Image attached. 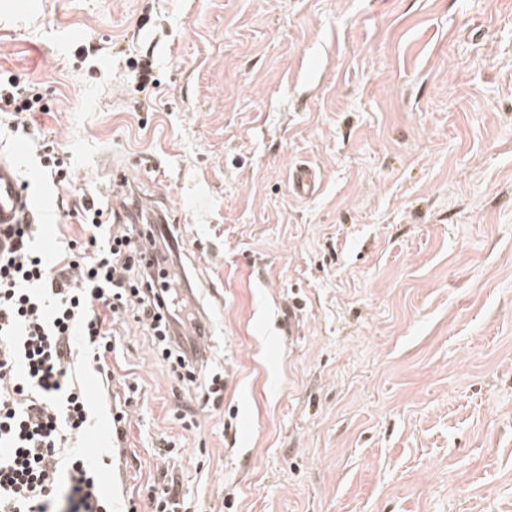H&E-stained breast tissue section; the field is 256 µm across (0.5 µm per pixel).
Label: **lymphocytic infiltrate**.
I'll return each instance as SVG.
<instances>
[{
    "mask_svg": "<svg viewBox=\"0 0 512 512\" xmlns=\"http://www.w3.org/2000/svg\"><path fill=\"white\" fill-rule=\"evenodd\" d=\"M65 216L80 231L52 261L37 248L40 212L0 225V512H112L102 467L63 454L89 427L77 361L111 379L114 323L128 316L192 382L207 335L166 244L142 247L80 193Z\"/></svg>",
    "mask_w": 512,
    "mask_h": 512,
    "instance_id": "1",
    "label": "lymphocytic infiltrate"
}]
</instances>
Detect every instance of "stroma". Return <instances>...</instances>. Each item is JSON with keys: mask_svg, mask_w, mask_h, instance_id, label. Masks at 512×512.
<instances>
[{"mask_svg": "<svg viewBox=\"0 0 512 512\" xmlns=\"http://www.w3.org/2000/svg\"><path fill=\"white\" fill-rule=\"evenodd\" d=\"M31 2L0 78L49 111L0 156L168 209L224 374L215 409L128 316L77 370L115 512L165 473L192 512H512V0ZM40 147L43 152L37 150V155L43 174L52 181L53 185H61L62 182L66 181L71 187L72 179L70 178L66 159L60 156L53 147L51 149L44 145ZM318 186L319 175L313 167L298 165L291 171L289 191L295 197L310 198L316 193Z\"/></svg>", "mask_w": 512, "mask_h": 512, "instance_id": "stroma-1", "label": "stroma"}]
</instances>
